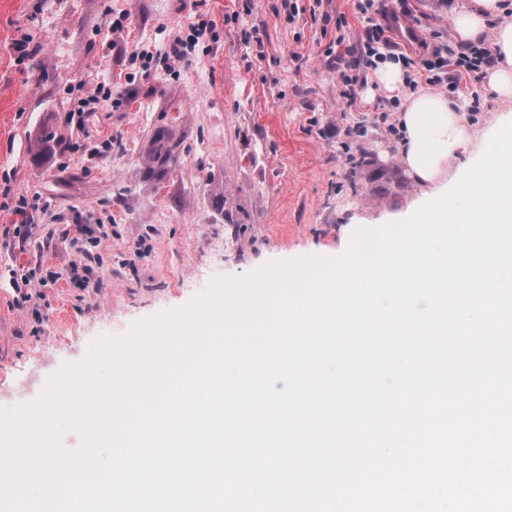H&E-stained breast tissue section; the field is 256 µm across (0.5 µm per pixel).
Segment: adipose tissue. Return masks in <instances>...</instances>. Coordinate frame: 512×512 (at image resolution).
Instances as JSON below:
<instances>
[{
  "instance_id": "adipose-tissue-1",
  "label": "adipose tissue",
  "mask_w": 512,
  "mask_h": 512,
  "mask_svg": "<svg viewBox=\"0 0 512 512\" xmlns=\"http://www.w3.org/2000/svg\"><path fill=\"white\" fill-rule=\"evenodd\" d=\"M503 0H468L453 18L454 36L464 43L479 42L493 30L498 63L486 81L504 101L512 102V19L504 17ZM403 164L426 193L447 184L449 167L469 152L477 131L447 98L421 89L411 94L399 114Z\"/></svg>"
}]
</instances>
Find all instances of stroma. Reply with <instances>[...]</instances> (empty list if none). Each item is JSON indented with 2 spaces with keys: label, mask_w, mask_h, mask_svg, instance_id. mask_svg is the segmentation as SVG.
Here are the masks:
<instances>
[{
  "label": "stroma",
  "mask_w": 512,
  "mask_h": 512,
  "mask_svg": "<svg viewBox=\"0 0 512 512\" xmlns=\"http://www.w3.org/2000/svg\"><path fill=\"white\" fill-rule=\"evenodd\" d=\"M462 2L406 6L431 43L451 44ZM340 33L349 46L363 34L354 0H0V407L35 400L96 337L215 278L340 255L354 214H397L421 195L410 178L382 200L348 180L347 154L396 163L400 138L377 117L375 80L344 108ZM100 87L111 101L72 122ZM447 97L478 131L507 109L482 78ZM48 126L59 144L33 162ZM161 131L176 159L150 178Z\"/></svg>",
  "instance_id": "35a3bbf8"
}]
</instances>
